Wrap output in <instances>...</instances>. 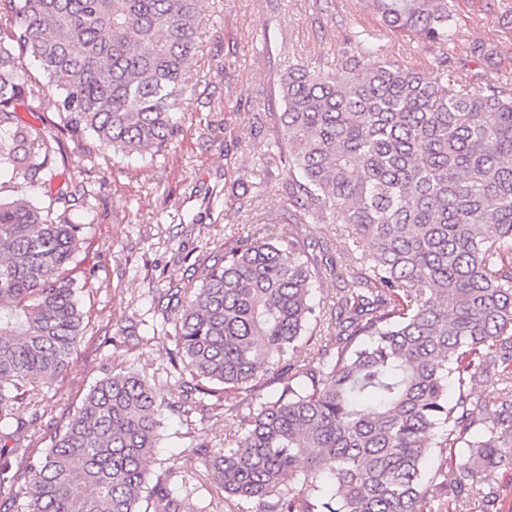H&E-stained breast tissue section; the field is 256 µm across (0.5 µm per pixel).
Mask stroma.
Returning <instances> with one entry per match:
<instances>
[{"instance_id":"obj_1","label":"stroma","mask_w":512,"mask_h":512,"mask_svg":"<svg viewBox=\"0 0 512 512\" xmlns=\"http://www.w3.org/2000/svg\"><path fill=\"white\" fill-rule=\"evenodd\" d=\"M505 9L504 0H455L456 36L448 53L456 65L478 70L472 44L498 35ZM209 11L200 34L202 51L193 63L200 84L174 145L152 162L102 151L87 161L77 143L61 141L65 179L94 193L89 261L96 274L82 298L92 333L47 393L49 412L28 437L34 455H44L55 427L80 406L96 381L130 366L146 372L170 404L146 462L150 474L171 468L181 480L202 477L205 467L193 445L237 436L246 428L244 408L211 405L184 416L181 387L170 371L172 338L161 334L132 350L112 339L119 329L147 317L152 289L197 282L201 271L194 268L195 260L223 251L225 236L245 239L262 232L250 216L287 204L285 176L268 155L266 134L255 128L253 118L281 111L277 84L288 59L340 70L347 49L344 33L375 30L379 24L356 0H213ZM383 45L408 66L435 76L433 51L415 33L385 39ZM224 190L244 204L229 221L223 201L210 197ZM289 230L313 252L335 261L336 273L323 274L312 294L316 308L333 317L339 290L368 254V243L343 236L337 224H293ZM478 486L479 493L460 501L457 512H512V456ZM492 491L500 498L491 506L486 496Z\"/></svg>"}]
</instances>
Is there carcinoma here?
Segmentation results:
<instances>
[{
  "instance_id": "1",
  "label": "carcinoma",
  "mask_w": 512,
  "mask_h": 512,
  "mask_svg": "<svg viewBox=\"0 0 512 512\" xmlns=\"http://www.w3.org/2000/svg\"><path fill=\"white\" fill-rule=\"evenodd\" d=\"M208 0H0V169L49 201L0 197V491L34 473L28 512H204L194 490L150 476L164 403L135 371L97 381L28 460L37 396L72 363L86 334L80 296L94 268L80 259L86 187L49 189L62 165L53 124L17 108L55 107L59 125L115 157L154 159L182 132L176 115L198 80L189 70ZM385 35L407 30L439 49L440 72L405 67L364 30L342 76L290 63L267 151L288 171L295 223L340 224L371 252L340 289L336 346L300 360L321 261L301 238L228 237L193 288L159 291L174 330L171 366L186 414L268 377L277 396L247 403L246 432L209 459L224 501L266 512H451L502 460L512 388L498 410L474 386L512 364V87L453 67V0H358ZM483 69L493 41L474 44ZM39 77L28 78L24 58ZM458 394L448 401V383ZM29 416L19 415L20 407ZM439 458L429 495L426 464ZM303 486L299 493L286 482Z\"/></svg>"
}]
</instances>
